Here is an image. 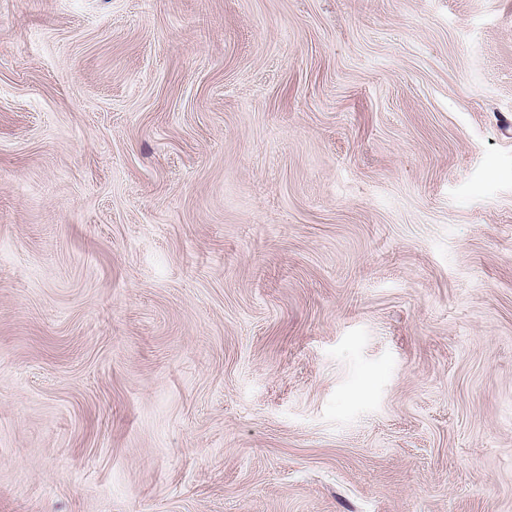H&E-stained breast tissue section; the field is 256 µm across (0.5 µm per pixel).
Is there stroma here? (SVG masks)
Returning a JSON list of instances; mask_svg holds the SVG:
<instances>
[{"label":"stroma","instance_id":"35a3bbf8","mask_svg":"<svg viewBox=\"0 0 512 512\" xmlns=\"http://www.w3.org/2000/svg\"><path fill=\"white\" fill-rule=\"evenodd\" d=\"M0 512H512V0H0Z\"/></svg>","mask_w":512,"mask_h":512}]
</instances>
